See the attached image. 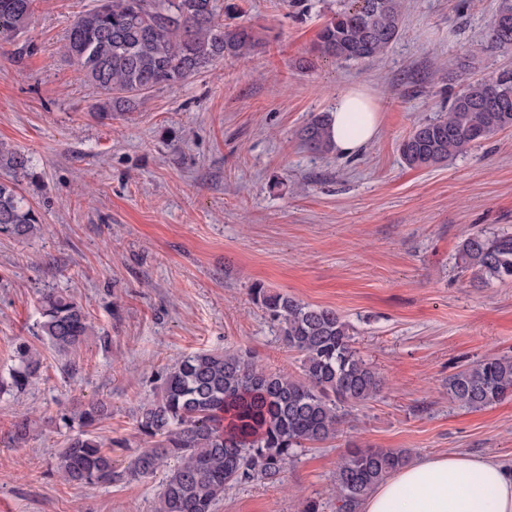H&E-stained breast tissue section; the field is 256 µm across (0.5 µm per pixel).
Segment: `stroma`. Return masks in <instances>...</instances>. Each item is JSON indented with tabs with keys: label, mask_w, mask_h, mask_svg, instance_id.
<instances>
[{
	"label": "stroma",
	"mask_w": 512,
	"mask_h": 512,
	"mask_svg": "<svg viewBox=\"0 0 512 512\" xmlns=\"http://www.w3.org/2000/svg\"><path fill=\"white\" fill-rule=\"evenodd\" d=\"M218 3L221 22L263 31L262 49L109 120L62 52L92 0H34L31 52L0 49V148L25 154L31 171L1 167L0 180H17L47 226L27 240L0 235V375L19 343L43 357L25 393L0 395V512H155L158 479L86 490L58 477L62 418L109 401L97 434L120 470L142 446L135 412L182 355L241 347L298 373L252 298L257 285L335 309L384 386L347 407L334 439L297 449L281 482L227 487L216 512H336V470L352 448L512 462V398L478 410L448 400L449 377L512 356V281L480 282L459 260L468 234H512V131L433 169L398 151L469 81L512 68V51L482 48L500 0H405L400 38L358 63L312 54L336 0L305 12L289 0ZM357 84L380 99L378 138L350 157L307 151L302 128ZM45 291L73 296L95 326L78 352L32 335ZM23 415L33 432L15 447Z\"/></svg>",
	"instance_id": "obj_1"
}]
</instances>
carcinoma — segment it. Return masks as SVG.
Listing matches in <instances>:
<instances>
[{
    "mask_svg": "<svg viewBox=\"0 0 512 512\" xmlns=\"http://www.w3.org/2000/svg\"><path fill=\"white\" fill-rule=\"evenodd\" d=\"M33 0H0V42L13 54L29 52L19 43L32 15ZM404 0H338L314 44L317 57L366 61L380 57L402 30ZM217 0H96L67 31L65 54L101 99L94 114L112 119L129 112L153 90L177 84L211 62L242 58L263 44L252 25L216 20ZM485 48L512 49V0H501L485 35ZM512 129V69L468 83L448 113L418 123L399 145L403 162L430 168L448 162L499 132ZM316 154L335 151L326 113L311 117L301 132ZM0 164L28 174L29 160L0 151ZM43 228L41 216L23 202L17 183L0 181V234L28 239ZM463 268L484 281L512 280V234L464 238ZM255 300L278 325L288 350L299 356V374L273 372L251 352L234 347L187 354L159 374V392L135 416L146 448L119 472L112 451L96 435L112 417L109 404L85 403L78 431L57 454L63 481L99 484L154 476L169 461L155 512H214L233 483L276 482L295 450L335 438L342 406L364 404L383 387L379 373L354 347L352 326L333 308L305 304L291 296L253 289ZM33 335L67 355L94 329L82 305L61 292L39 299ZM41 352L16 347L15 363L0 376V394L21 393L39 375ZM512 396V358L491 356L448 379V399L482 409ZM409 462L402 449L356 448L336 472L339 512H358L378 485Z\"/></svg>",
    "mask_w": 512,
    "mask_h": 512,
    "instance_id": "carcinoma-1",
    "label": "carcinoma"
}]
</instances>
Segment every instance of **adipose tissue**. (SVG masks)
Masks as SVG:
<instances>
[{
	"label": "adipose tissue",
	"instance_id": "adipose-tissue-1",
	"mask_svg": "<svg viewBox=\"0 0 512 512\" xmlns=\"http://www.w3.org/2000/svg\"><path fill=\"white\" fill-rule=\"evenodd\" d=\"M380 112L377 96L366 87L341 91L331 111L336 153L350 156L372 142ZM362 512H512V467L495 457L421 458L370 492Z\"/></svg>",
	"mask_w": 512,
	"mask_h": 512
}]
</instances>
